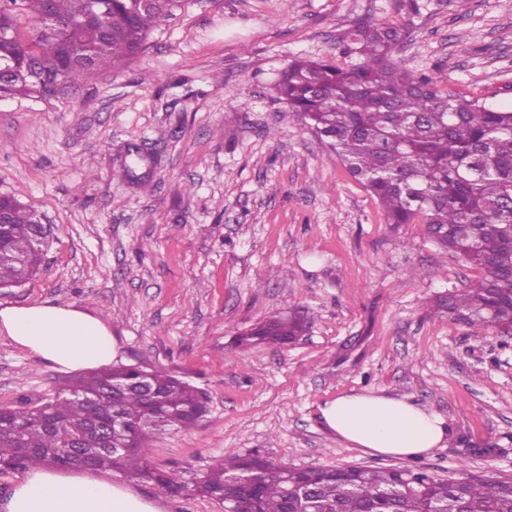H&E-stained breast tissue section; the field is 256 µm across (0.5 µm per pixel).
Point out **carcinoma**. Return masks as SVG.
Here are the masks:
<instances>
[{"mask_svg":"<svg viewBox=\"0 0 512 512\" xmlns=\"http://www.w3.org/2000/svg\"><path fill=\"white\" fill-rule=\"evenodd\" d=\"M181 0H0V97H54L91 75L135 60L151 31ZM32 30L22 33L21 18ZM406 33L373 19L347 35L360 58L351 68L295 58L274 84L276 97L312 129L380 203L388 224H423L445 252L480 270L463 290L436 297L430 315L512 335V109L442 91L393 61ZM10 224L0 288L18 286L43 262L41 216L0 196ZM307 319L279 315L236 337L253 349L301 335ZM140 367L90 371L31 409L0 407V467L53 466L77 435L89 466L154 482L171 494H242L244 512H512V482L493 477L440 479L416 467L298 469L259 452L230 454L198 480L151 466L149 441L190 429L206 412L202 391L163 369L148 372L152 397L138 387ZM118 416L103 448L96 427ZM293 482L285 491V475ZM254 476L257 486L231 481Z\"/></svg>","mask_w":512,"mask_h":512,"instance_id":"carcinoma-1","label":"carcinoma"}]
</instances>
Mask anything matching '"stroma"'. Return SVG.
I'll use <instances>...</instances> for the list:
<instances>
[{
	"label": "stroma",
	"instance_id": "obj_1",
	"mask_svg": "<svg viewBox=\"0 0 512 512\" xmlns=\"http://www.w3.org/2000/svg\"><path fill=\"white\" fill-rule=\"evenodd\" d=\"M367 18L406 31L402 68L512 107V0H182L133 63L57 97L0 98V194L51 228L40 271L0 288V308L73 305L108 325L120 364L208 393L193 428L151 440L156 468L191 481L257 449L296 468L412 463L512 480V336L426 312L478 269L423 225L388 224L273 92L294 58L357 63L342 39ZM290 310L310 319L296 342L236 347ZM70 378L0 332V407L35 406ZM346 393L426 406L450 439L412 461L348 444L319 411ZM488 444L497 453L480 454ZM111 478L159 512H224Z\"/></svg>",
	"mask_w": 512,
	"mask_h": 512
}]
</instances>
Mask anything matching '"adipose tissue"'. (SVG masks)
<instances>
[{
  "instance_id": "obj_1",
  "label": "adipose tissue",
  "mask_w": 512,
  "mask_h": 512,
  "mask_svg": "<svg viewBox=\"0 0 512 512\" xmlns=\"http://www.w3.org/2000/svg\"><path fill=\"white\" fill-rule=\"evenodd\" d=\"M0 330L42 361L78 371L105 367L118 357V343L93 314L70 305L0 308ZM326 427L350 444L372 452L415 458L443 447L446 420L411 402L374 394H344L320 409ZM6 512H157L125 486L90 471L35 467L13 488Z\"/></svg>"
}]
</instances>
